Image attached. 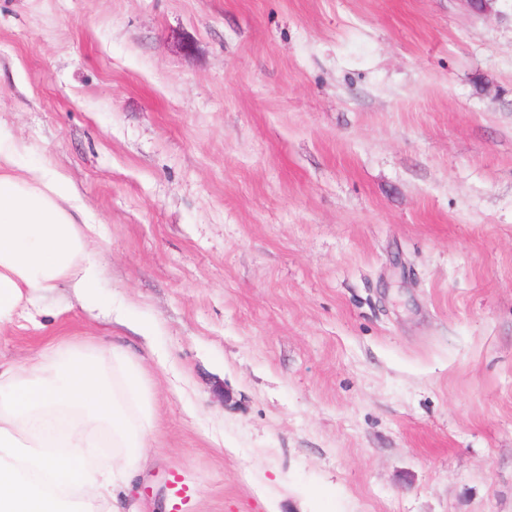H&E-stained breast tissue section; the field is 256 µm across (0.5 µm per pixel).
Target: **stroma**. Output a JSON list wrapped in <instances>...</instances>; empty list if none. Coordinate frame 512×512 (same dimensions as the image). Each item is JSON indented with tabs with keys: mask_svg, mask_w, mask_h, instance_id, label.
I'll return each mask as SVG.
<instances>
[{
	"mask_svg": "<svg viewBox=\"0 0 512 512\" xmlns=\"http://www.w3.org/2000/svg\"><path fill=\"white\" fill-rule=\"evenodd\" d=\"M0 127L112 300L0 358L134 355L127 512H512V0H0Z\"/></svg>",
	"mask_w": 512,
	"mask_h": 512,
	"instance_id": "35a3bbf8",
	"label": "stroma"
}]
</instances>
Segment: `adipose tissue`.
Segmentation results:
<instances>
[{"label":"adipose tissue","instance_id":"ef3b65f1","mask_svg":"<svg viewBox=\"0 0 512 512\" xmlns=\"http://www.w3.org/2000/svg\"><path fill=\"white\" fill-rule=\"evenodd\" d=\"M99 226L76 189L50 164L24 165L0 130V325L31 315L43 295L72 283L104 306L101 270L88 242Z\"/></svg>","mask_w":512,"mask_h":512}]
</instances>
